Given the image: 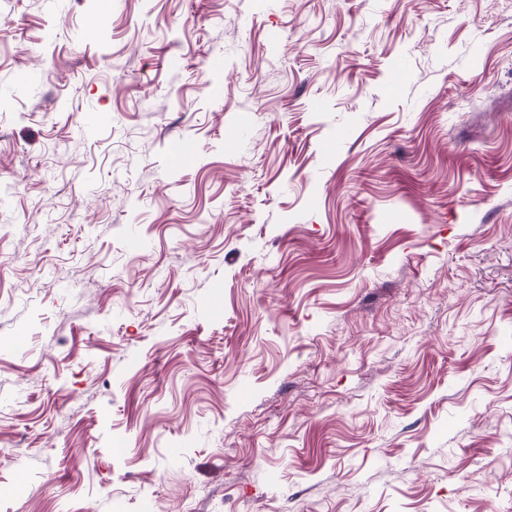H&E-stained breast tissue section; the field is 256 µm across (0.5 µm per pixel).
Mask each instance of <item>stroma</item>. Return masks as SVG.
Returning <instances> with one entry per match:
<instances>
[{"label":"stroma","instance_id":"obj_1","mask_svg":"<svg viewBox=\"0 0 512 512\" xmlns=\"http://www.w3.org/2000/svg\"><path fill=\"white\" fill-rule=\"evenodd\" d=\"M0 512H512V0H0Z\"/></svg>","mask_w":512,"mask_h":512}]
</instances>
